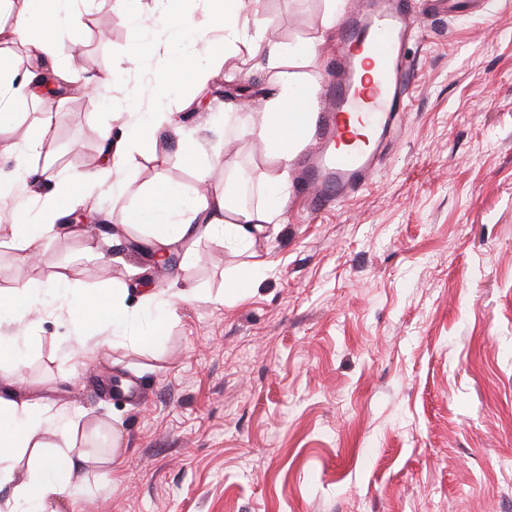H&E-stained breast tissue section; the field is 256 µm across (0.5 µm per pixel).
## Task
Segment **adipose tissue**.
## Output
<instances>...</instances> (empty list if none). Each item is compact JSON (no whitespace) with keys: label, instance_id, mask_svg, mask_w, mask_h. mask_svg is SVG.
Instances as JSON below:
<instances>
[{"label":"adipose tissue","instance_id":"adipose-tissue-1","mask_svg":"<svg viewBox=\"0 0 512 512\" xmlns=\"http://www.w3.org/2000/svg\"><path fill=\"white\" fill-rule=\"evenodd\" d=\"M173 37L200 32L201 52L183 59L179 70L161 73V84L176 81L180 72L190 73L198 92H206L212 79L210 68L199 62L200 55L240 51L259 60L268 75L266 87L255 105L241 111L236 120L235 137L249 142L264 161L273 165L276 176L264 185L261 202L253 207H235L228 194L188 196L180 189L168 186L151 191L147 206L132 211L135 222L147 225L150 235L159 245L167 246L198 232L223 236L228 245L247 250L253 248L257 233L272 223L282 211L288 196V172L304 142L305 125L316 90L308 84L296 66L317 60L313 45L290 46L264 39L261 35L268 24L262 12V0H218L205 28L185 17L160 13ZM79 15L70 10L67 0H25L10 27L0 26V38L22 42L35 64L54 60L58 51V33L66 26L79 24ZM34 69L17 72L0 64V115L9 116L23 96V87L34 84L38 74ZM168 105L162 93H155L148 107L135 114L125 126L123 137L112 139L102 135L104 164L95 174L73 172L60 183L57 191L44 198L34 219L12 225L13 242L25 258L36 255L35 245L48 234L58 214L72 208L77 201L70 187L95 178L111 180L114 173L132 166L136 158L134 143L153 135L168 123ZM59 283L28 284L0 293V317L21 321L31 316V299L43 296L47 303L58 304L78 328L100 319L108 320L112 333L108 336L74 337L72 352L80 359L93 358L98 349L113 340L130 339L144 348L159 347L164 341L165 326L175 303L190 300L187 291H176L160 301L159 310L147 329H139V316L125 301L122 291L111 298L92 293L70 292L58 300ZM75 425L56 417L39 400L17 402L12 390L0 395V487L9 486L11 498L7 512H53L54 506L74 505L84 489L79 476L81 465L93 463L100 477H109L118 464L114 451L89 458L86 449L76 443ZM65 439V446L48 444L47 435Z\"/></svg>","mask_w":512,"mask_h":512}]
</instances>
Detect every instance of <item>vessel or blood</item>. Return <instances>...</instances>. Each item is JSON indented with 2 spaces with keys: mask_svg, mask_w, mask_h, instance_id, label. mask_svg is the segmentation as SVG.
<instances>
[{
  "mask_svg": "<svg viewBox=\"0 0 512 512\" xmlns=\"http://www.w3.org/2000/svg\"><path fill=\"white\" fill-rule=\"evenodd\" d=\"M421 25L414 0H350L299 167L310 213L358 195L381 162L384 143L398 135L408 107L402 47ZM367 54L377 63L376 81L369 86L361 77Z\"/></svg>",
  "mask_w": 512,
  "mask_h": 512,
  "instance_id": "b4317fda",
  "label": "vessel or blood"
}]
</instances>
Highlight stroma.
<instances>
[{"label": "stroma", "instance_id": "1", "mask_svg": "<svg viewBox=\"0 0 512 512\" xmlns=\"http://www.w3.org/2000/svg\"><path fill=\"white\" fill-rule=\"evenodd\" d=\"M155 6L74 0L83 23L61 30L56 67L81 91L27 101L0 129V181L28 165L41 174L0 198V226L67 173L101 165L103 131L128 119L108 99L146 107L157 70L195 54L191 36L128 24L126 10ZM327 8L264 3L266 39L316 43L300 72L317 86L336 38L321 25ZM422 23L406 47L404 127L369 186L316 216L285 204L254 254L198 233L160 269L147 227L120 219L157 182L185 190L199 176L220 192L245 172L262 187L270 168L230 139V106L266 81L243 51L205 58V95L187 75L170 89L173 124L143 142L133 171L81 187L90 223L57 220L33 264L0 243L5 291L62 280L126 289L133 307L148 289L195 294L160 349L117 344L82 363L73 322L41 308L19 398L80 411L89 452L120 435V466L108 480L85 468L77 512H512V5L442 0ZM130 54L136 65L113 72ZM26 137L36 154L18 149ZM249 261L260 266L250 289L231 295Z\"/></svg>", "mask_w": 512, "mask_h": 512}]
</instances>
